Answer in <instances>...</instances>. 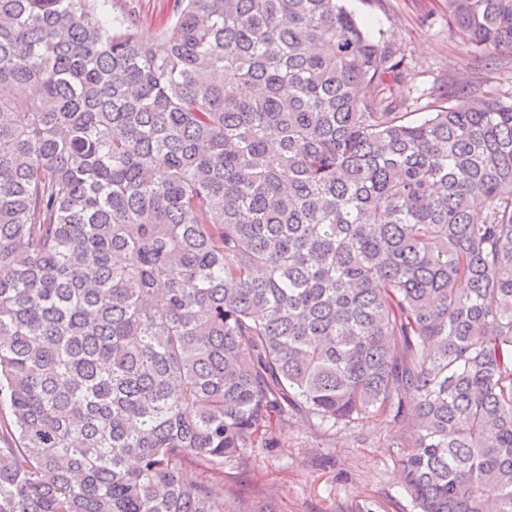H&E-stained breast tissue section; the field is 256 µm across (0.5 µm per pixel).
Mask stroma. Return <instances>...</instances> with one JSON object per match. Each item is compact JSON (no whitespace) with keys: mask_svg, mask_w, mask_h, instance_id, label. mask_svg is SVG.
Here are the masks:
<instances>
[{"mask_svg":"<svg viewBox=\"0 0 512 512\" xmlns=\"http://www.w3.org/2000/svg\"><path fill=\"white\" fill-rule=\"evenodd\" d=\"M371 33H383L408 67L415 111L443 99L465 107L473 95L512 102V56L493 64L478 61L454 32L445 0H346ZM116 17L136 19L144 37H155L172 17L173 0H109ZM406 425L400 421L317 430L296 413L273 422V443L249 452L242 462L208 483L213 497L235 494L254 512H416L396 456Z\"/></svg>","mask_w":512,"mask_h":512,"instance_id":"1","label":"stroma"}]
</instances>
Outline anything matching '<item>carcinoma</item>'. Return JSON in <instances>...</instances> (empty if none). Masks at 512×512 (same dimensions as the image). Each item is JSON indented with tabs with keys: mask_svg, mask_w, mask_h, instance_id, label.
Returning <instances> with one entry per match:
<instances>
[{
	"mask_svg": "<svg viewBox=\"0 0 512 512\" xmlns=\"http://www.w3.org/2000/svg\"><path fill=\"white\" fill-rule=\"evenodd\" d=\"M175 2L0 0V512H226L198 473L290 412L512 512V104L411 119L343 0ZM446 4L512 51V0ZM108 11L115 17L132 16L146 38L155 37L172 18L173 0H110Z\"/></svg>",
	"mask_w": 512,
	"mask_h": 512,
	"instance_id": "carcinoma-1",
	"label": "carcinoma"
}]
</instances>
